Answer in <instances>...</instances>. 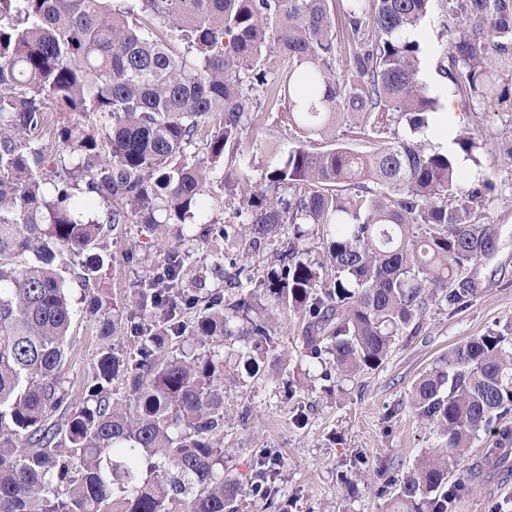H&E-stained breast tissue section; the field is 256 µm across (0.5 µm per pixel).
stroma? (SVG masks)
Instances as JSON below:
<instances>
[{"label": "stroma", "instance_id": "obj_1", "mask_svg": "<svg viewBox=\"0 0 512 512\" xmlns=\"http://www.w3.org/2000/svg\"><path fill=\"white\" fill-rule=\"evenodd\" d=\"M451 26L443 0H436L421 31L429 46L421 77L441 103H453L450 126L472 134L481 144L476 161H462L463 171L480 174L495 186L487 196L485 214L498 230L496 248L471 269L478 292L468 307L457 311L444 303L429 306L418 333L396 336L380 367L352 378L322 376L320 367L303 354L300 319L285 315L276 329L278 351L284 356L278 374L241 378L228 384L224 394V474L238 482L239 512H266L264 500L251 488L264 449L280 458L276 488L287 512H387L388 499L376 494L378 468L407 472L442 443L438 431L415 415L412 384L455 345L512 321V114L486 105L454 104L448 82L437 70ZM298 139L297 128L265 107L246 125V140L257 162L286 152ZM291 232V225H282L267 246L247 254L238 243L215 245L204 238L180 242L178 249L195 267L208 263L216 246L231 258L246 254L243 286L260 291L273 268V252ZM111 249L114 262L101 286L115 312L126 316L130 283L159 260L160 252L154 232L145 224L129 225L127 236L115 240ZM130 249L140 255V267L123 263ZM71 291L78 301L65 343L61 385L77 405L84 397L81 381L97 357L100 340L79 301L81 288L75 285ZM493 443L490 437L480 439L458 458L448 480L464 485L465 492L451 512H512V484L471 488L472 465L479 461L481 449Z\"/></svg>", "mask_w": 512, "mask_h": 512}]
</instances>
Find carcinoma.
Masks as SVG:
<instances>
[{
	"label": "carcinoma",
	"instance_id": "1",
	"mask_svg": "<svg viewBox=\"0 0 512 512\" xmlns=\"http://www.w3.org/2000/svg\"><path fill=\"white\" fill-rule=\"evenodd\" d=\"M433 0H0V512H238L224 477V393L215 343L249 376L277 344L273 308L303 323L306 356L342 376L377 369L394 338L440 299L476 294L463 271L489 256L490 184L461 170L475 137L448 133L427 152L392 132L428 128L440 107L420 72ZM455 20L438 69L468 104L512 112V0H448ZM341 23L346 44L336 40ZM276 49L284 80L268 78ZM280 106L299 144L261 167L242 146L260 101ZM75 121L53 122L50 113ZM344 112L364 152L316 151ZM199 147L190 158L187 150ZM239 197L229 223L210 218V170ZM379 185L375 190L369 183ZM158 234L163 259L133 284L138 316L99 292L87 311L100 336L86 397L70 404L59 376L72 320L70 285L96 287L109 235ZM262 247L282 224L265 293L221 251L184 266L172 240ZM322 235L323 261L306 241ZM217 278L234 292L207 290ZM193 310L189 319L183 309ZM133 337L136 355L119 347ZM123 378L128 398L112 403ZM416 415L444 438L403 475L382 472L394 512H448L454 461L483 434L509 440L512 322L448 351L414 383ZM277 459L260 455L255 492L283 512Z\"/></svg>",
	"mask_w": 512,
	"mask_h": 512
}]
</instances>
